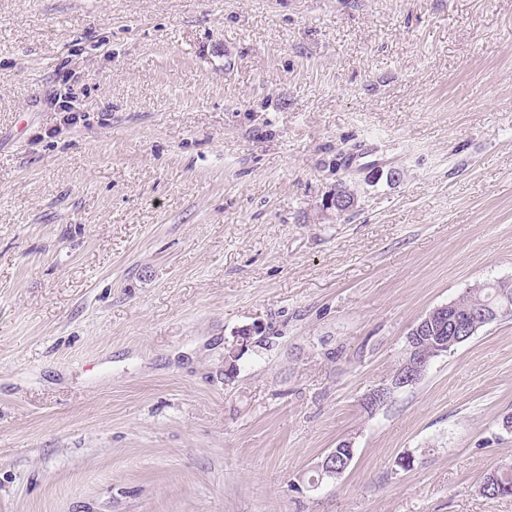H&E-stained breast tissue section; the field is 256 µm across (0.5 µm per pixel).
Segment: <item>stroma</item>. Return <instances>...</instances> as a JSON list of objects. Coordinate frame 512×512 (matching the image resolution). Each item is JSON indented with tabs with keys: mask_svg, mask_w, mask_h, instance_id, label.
<instances>
[{
	"mask_svg": "<svg viewBox=\"0 0 512 512\" xmlns=\"http://www.w3.org/2000/svg\"><path fill=\"white\" fill-rule=\"evenodd\" d=\"M494 281L512 0H0V512H512ZM451 304L452 305L449 308L450 310L448 314L446 312L448 311V305H442L432 309L427 313L426 316L422 317V319L413 326L409 333L411 340H413L416 344L418 339L424 336L430 325L432 326V324L438 323L439 321H441L443 326H445L446 316H448V324L452 323L449 322V319H454L459 323L462 322L464 324L466 322H470L472 313L477 308L495 310L497 312V317L511 316L512 284L504 281H498L492 285L484 284L481 285V287L470 288ZM486 318L487 315L477 316V320H475L473 328H468L455 323L452 326H449L448 329L446 328L448 331L447 334H429V336H424L423 339L427 343L445 344L446 348H448L446 350L450 351L451 348L462 343L453 342L451 340V334L455 336V339L459 340L465 337L460 335L467 334V336H470L468 339H470L473 333L487 325L484 324L480 326ZM446 336H448V343ZM448 351L428 350L424 345H415V347L412 349V355L410 359L405 364H403L400 371L392 379L391 384L371 392L363 399V402L367 404L369 408L382 407L389 402L396 390L416 384V382L420 380L418 376L419 372L431 361L432 358L434 359L435 356H438L442 353H447ZM479 491L485 497L492 499L512 498V462L504 463L486 474L480 482Z\"/></svg>",
	"mask_w": 512,
	"mask_h": 512,
	"instance_id": "35a3bbf8",
	"label": "stroma"
}]
</instances>
